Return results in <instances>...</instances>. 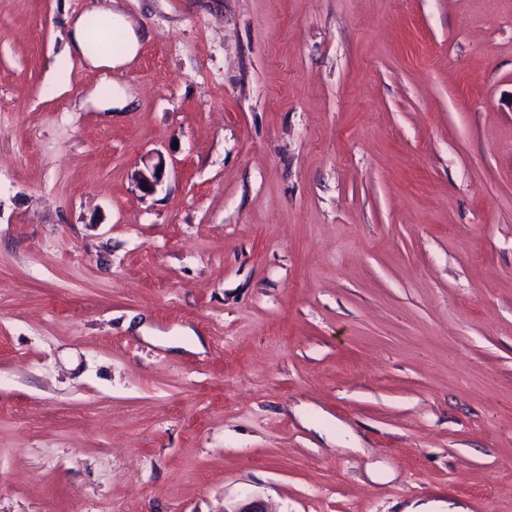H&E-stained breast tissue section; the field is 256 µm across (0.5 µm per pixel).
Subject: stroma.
I'll list each match as a JSON object with an SVG mask.
<instances>
[{"label": "stroma", "mask_w": 512, "mask_h": 512, "mask_svg": "<svg viewBox=\"0 0 512 512\" xmlns=\"http://www.w3.org/2000/svg\"><path fill=\"white\" fill-rule=\"evenodd\" d=\"M246 498L512 512V0H0V512ZM93 22L112 25V30L123 40L124 49L119 55L102 56L89 52V44L95 34ZM70 23L69 53L81 57L93 67H125L136 58L141 35L127 22L120 11L113 8H96L72 17ZM165 160L158 155L157 161L153 164H146L144 169L138 170L135 176L138 187L145 193H154L157 187L162 183L165 173Z\"/></svg>", "instance_id": "obj_1"}]
</instances>
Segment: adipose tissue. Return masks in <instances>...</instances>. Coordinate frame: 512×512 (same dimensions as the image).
I'll return each mask as SVG.
<instances>
[{
    "instance_id": "ef3b65f1",
    "label": "adipose tissue",
    "mask_w": 512,
    "mask_h": 512,
    "mask_svg": "<svg viewBox=\"0 0 512 512\" xmlns=\"http://www.w3.org/2000/svg\"><path fill=\"white\" fill-rule=\"evenodd\" d=\"M99 24L111 26L120 36L124 45L122 53L112 57L90 53L89 44ZM140 42V34L127 22L124 14L112 8H96L70 20V53L94 67L117 68L131 64L137 56Z\"/></svg>"
}]
</instances>
